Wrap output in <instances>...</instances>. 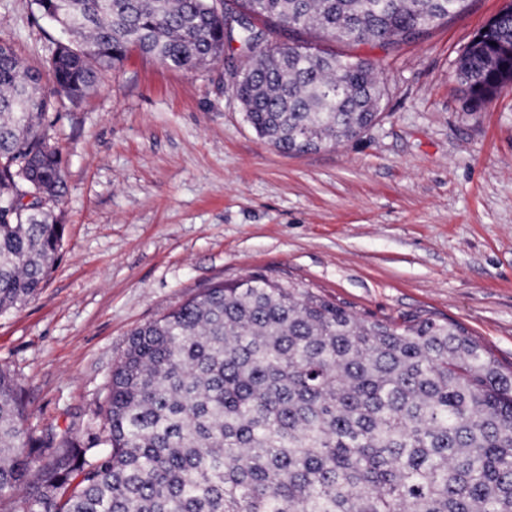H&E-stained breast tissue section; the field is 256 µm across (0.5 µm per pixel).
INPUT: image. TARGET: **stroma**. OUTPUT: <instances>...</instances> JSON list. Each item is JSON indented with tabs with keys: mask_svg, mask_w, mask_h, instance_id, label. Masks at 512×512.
Returning a JSON list of instances; mask_svg holds the SVG:
<instances>
[{
	"mask_svg": "<svg viewBox=\"0 0 512 512\" xmlns=\"http://www.w3.org/2000/svg\"><path fill=\"white\" fill-rule=\"evenodd\" d=\"M512 0H471L380 62L381 114L359 138L284 154L232 87L239 49L177 69L130 52L83 100L52 95L64 161L61 258L39 294L0 313V368L34 441L98 429L130 333L202 288L264 273L358 315L464 326L512 366V88L465 111L463 49ZM63 35L33 0H0V40L43 69Z\"/></svg>",
	"mask_w": 512,
	"mask_h": 512,
	"instance_id": "35a3bbf8",
	"label": "stroma"
}]
</instances>
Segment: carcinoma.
<instances>
[{
  "label": "carcinoma",
  "mask_w": 512,
  "mask_h": 512,
  "mask_svg": "<svg viewBox=\"0 0 512 512\" xmlns=\"http://www.w3.org/2000/svg\"><path fill=\"white\" fill-rule=\"evenodd\" d=\"M69 30L47 76L0 41V202L18 184L62 196L46 84L84 98L133 48L195 68L240 44L233 78L256 134L305 153L360 136L380 115L381 66L318 47L387 50L469 0H35ZM292 31L291 44L272 40ZM471 110L512 83V3L456 61ZM64 225L0 215V312L34 298ZM102 423L31 469L15 379L0 370V500L26 512H512V371L458 323L361 317L293 281L253 274L202 289L135 329Z\"/></svg>",
  "instance_id": "obj_1"
}]
</instances>
